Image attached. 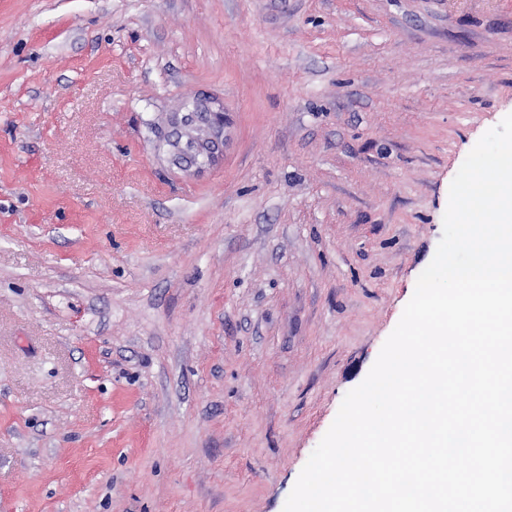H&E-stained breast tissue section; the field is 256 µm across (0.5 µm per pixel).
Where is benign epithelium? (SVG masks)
<instances>
[{
  "instance_id": "benign-epithelium-1",
  "label": "benign epithelium",
  "mask_w": 512,
  "mask_h": 512,
  "mask_svg": "<svg viewBox=\"0 0 512 512\" xmlns=\"http://www.w3.org/2000/svg\"><path fill=\"white\" fill-rule=\"evenodd\" d=\"M167 128L168 131L163 133L157 144L158 150H176L179 153L175 157L177 163L189 167L196 164V161L183 145L193 141L203 150L204 162L209 163L224 140V112L213 109L205 101L192 99L180 111L170 113Z\"/></svg>"
}]
</instances>
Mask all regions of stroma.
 <instances>
[{
  "instance_id": "35a3bbf8",
  "label": "stroma",
  "mask_w": 512,
  "mask_h": 512,
  "mask_svg": "<svg viewBox=\"0 0 512 512\" xmlns=\"http://www.w3.org/2000/svg\"><path fill=\"white\" fill-rule=\"evenodd\" d=\"M509 114L512 0H0V512H283ZM166 124L168 131L163 133L157 149L168 153H171L169 148L176 150L182 157L171 154L185 167L211 162L224 140V112L199 99L189 100L179 112L170 113ZM194 132L198 133L194 135ZM188 141L203 150V161H194L191 153L183 148Z\"/></svg>"
}]
</instances>
